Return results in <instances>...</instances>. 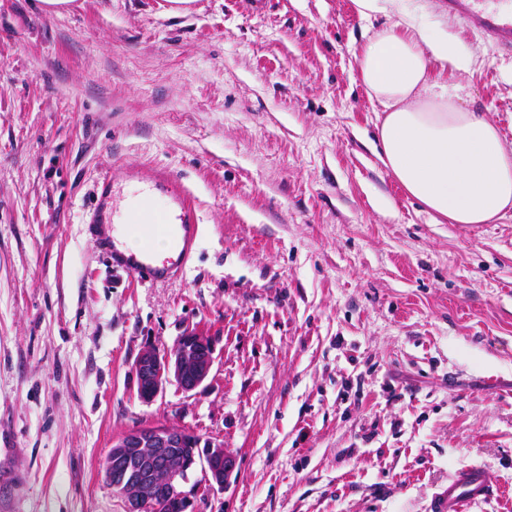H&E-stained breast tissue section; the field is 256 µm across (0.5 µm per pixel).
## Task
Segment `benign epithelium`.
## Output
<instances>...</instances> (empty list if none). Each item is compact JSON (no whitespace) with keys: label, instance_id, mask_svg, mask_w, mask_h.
I'll return each instance as SVG.
<instances>
[{"label":"benign epithelium","instance_id":"1","mask_svg":"<svg viewBox=\"0 0 512 512\" xmlns=\"http://www.w3.org/2000/svg\"><path fill=\"white\" fill-rule=\"evenodd\" d=\"M214 353L212 338L193 330L180 336L169 352L150 346L142 349L133 367L139 400L153 402L170 383L186 393L198 390L211 374ZM184 443L196 448V465L208 489L224 490L237 463L224 453L222 443L191 438L164 425L139 427L115 440L109 451L107 481L124 499L126 512H144L143 488L159 471L166 472L170 495L182 500L185 509L193 508L196 486H188L190 475L169 465L174 449Z\"/></svg>","mask_w":512,"mask_h":512}]
</instances>
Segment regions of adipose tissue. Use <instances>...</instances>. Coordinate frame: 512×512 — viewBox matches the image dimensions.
Listing matches in <instances>:
<instances>
[{
  "label": "adipose tissue",
  "instance_id": "1",
  "mask_svg": "<svg viewBox=\"0 0 512 512\" xmlns=\"http://www.w3.org/2000/svg\"><path fill=\"white\" fill-rule=\"evenodd\" d=\"M410 2L353 0L363 19L397 18L368 30L354 51L359 81L382 108L378 156L434 223H497L512 210V148L448 81L449 71L472 68L470 50L447 28L426 30Z\"/></svg>",
  "mask_w": 512,
  "mask_h": 512
}]
</instances>
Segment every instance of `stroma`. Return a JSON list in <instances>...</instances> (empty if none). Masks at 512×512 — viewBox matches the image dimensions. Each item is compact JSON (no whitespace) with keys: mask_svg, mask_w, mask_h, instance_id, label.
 I'll return each instance as SVG.
<instances>
[{"mask_svg":"<svg viewBox=\"0 0 512 512\" xmlns=\"http://www.w3.org/2000/svg\"><path fill=\"white\" fill-rule=\"evenodd\" d=\"M352 0H0V512H124L113 441L223 443L193 512H434L482 465L512 512V212L436 224L373 151ZM475 56L449 73L512 145V56L426 0ZM172 174L199 231L137 280L85 224ZM213 338L204 390L136 396L145 346Z\"/></svg>","mask_w":512,"mask_h":512,"instance_id":"obj_1","label":"stroma"}]
</instances>
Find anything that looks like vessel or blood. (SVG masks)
<instances>
[{
  "mask_svg": "<svg viewBox=\"0 0 512 512\" xmlns=\"http://www.w3.org/2000/svg\"><path fill=\"white\" fill-rule=\"evenodd\" d=\"M450 14L476 30L498 50L512 54V0H444ZM155 188L168 193L173 210L153 215L150 197L137 204L135 223L117 228L112 222V178L103 176L94 192L88 230L95 247L113 266L134 278L165 283L178 278L191 259L198 232L193 200L175 178L163 171L154 175ZM498 487L480 466L465 465L448 477L438 494L436 512H472L490 503Z\"/></svg>",
  "mask_w": 512,
  "mask_h": 512,
  "instance_id": "obj_1",
  "label": "vessel or blood"
}]
</instances>
